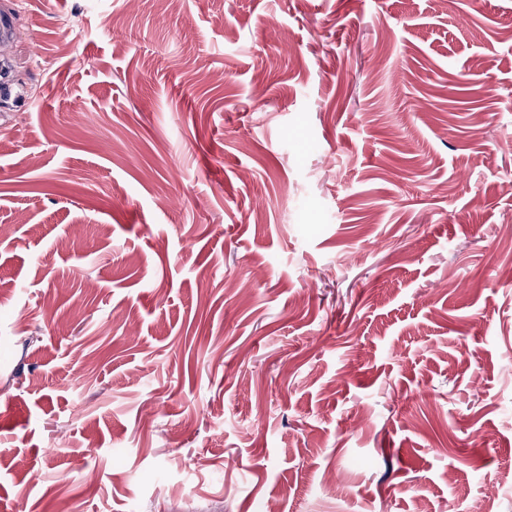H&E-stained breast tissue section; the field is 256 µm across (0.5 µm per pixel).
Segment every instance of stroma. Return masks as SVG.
Masks as SVG:
<instances>
[{"label": "stroma", "instance_id": "stroma-1", "mask_svg": "<svg viewBox=\"0 0 512 512\" xmlns=\"http://www.w3.org/2000/svg\"><path fill=\"white\" fill-rule=\"evenodd\" d=\"M0 512H512V0H0Z\"/></svg>", "mask_w": 512, "mask_h": 512}]
</instances>
